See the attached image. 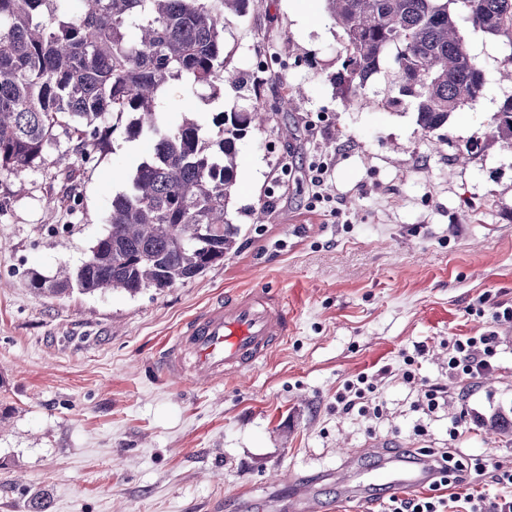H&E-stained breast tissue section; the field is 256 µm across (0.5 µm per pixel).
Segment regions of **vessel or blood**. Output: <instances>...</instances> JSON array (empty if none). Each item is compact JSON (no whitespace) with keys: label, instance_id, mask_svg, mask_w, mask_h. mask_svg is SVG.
I'll return each instance as SVG.
<instances>
[{"label":"vessel or blood","instance_id":"b4317fda","mask_svg":"<svg viewBox=\"0 0 512 512\" xmlns=\"http://www.w3.org/2000/svg\"><path fill=\"white\" fill-rule=\"evenodd\" d=\"M294 324L283 298L250 288L217 298L182 325L165 344L158 367L168 378L194 375L210 381L240 376L259 368ZM365 456L351 451L341 458L336 482L351 501L363 500L369 485L387 488L427 484L437 476L433 458L420 457L405 466L401 457L382 453L370 481L352 478Z\"/></svg>","mask_w":512,"mask_h":512}]
</instances>
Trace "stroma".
<instances>
[{"label":"stroma","mask_w":512,"mask_h":512,"mask_svg":"<svg viewBox=\"0 0 512 512\" xmlns=\"http://www.w3.org/2000/svg\"><path fill=\"white\" fill-rule=\"evenodd\" d=\"M460 34L486 79L483 95L454 113L442 137L425 136L385 60L363 96L343 102L330 77L344 33L325 0H255L224 24V57L260 81L266 107L297 93L296 107L238 145L233 212L239 248L221 265L163 290L49 296L34 276L85 261L109 230L113 197L151 147L115 118L108 146L78 163L74 210L58 204L56 156L24 188L0 175V512H248L287 503L294 480L314 482L325 512H378L339 500L328 475L351 448L404 456L452 449L465 467L512 466V147L489 139L512 98L500 72L512 46L468 21ZM273 53V71L249 66ZM163 120L192 117L212 129L219 112L247 109L235 91L172 84ZM475 145L471 162L458 148ZM328 167L325 201L312 195V165ZM264 207L263 223L250 212ZM263 285L282 294L294 330L258 369L224 382L166 380L159 352L220 295ZM496 333L495 368L475 382L448 374L447 341ZM424 346L423 385L405 383L397 353ZM386 369L381 418L338 412L336 392L361 372ZM448 403L418 409L424 384ZM469 418L457 439L448 426Z\"/></svg>","instance_id":"obj_1"}]
</instances>
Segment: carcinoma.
Listing matches in <instances>:
<instances>
[{
    "mask_svg": "<svg viewBox=\"0 0 512 512\" xmlns=\"http://www.w3.org/2000/svg\"><path fill=\"white\" fill-rule=\"evenodd\" d=\"M459 1L473 26L512 46V0H326L345 34L336 93L347 101L361 95L391 54L417 125L426 135L443 128L485 87L457 27ZM71 2L0 0V174L21 183L62 143L91 161L105 147L112 114L128 115V138L148 136L153 148L113 197L110 229L87 260L53 279L34 277L30 287L55 296L170 288L238 250V143L275 112L255 83L252 108L220 113L211 134L190 118L165 126L158 98L171 82L207 87L213 98L239 87L240 74L224 59V22L246 15L254 0H79L76 13ZM489 135L512 145V99ZM56 178L60 202H75L72 173Z\"/></svg>",
    "mask_w": 512,
    "mask_h": 512,
    "instance_id": "carcinoma-1",
    "label": "carcinoma"
}]
</instances>
